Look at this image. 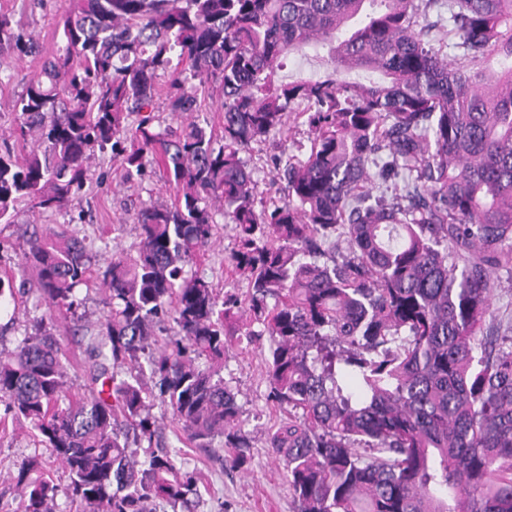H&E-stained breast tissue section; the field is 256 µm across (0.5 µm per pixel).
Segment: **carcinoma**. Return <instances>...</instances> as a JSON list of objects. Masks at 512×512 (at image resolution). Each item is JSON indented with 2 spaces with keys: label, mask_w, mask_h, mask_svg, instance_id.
<instances>
[{
  "label": "carcinoma",
  "mask_w": 512,
  "mask_h": 512,
  "mask_svg": "<svg viewBox=\"0 0 512 512\" xmlns=\"http://www.w3.org/2000/svg\"><path fill=\"white\" fill-rule=\"evenodd\" d=\"M58 27L14 104L37 146L20 162L0 150V222L21 204L67 208L109 148L123 184L149 156L176 199L137 210V250L96 277L85 240L48 225L26 240L51 318L79 319L93 285L104 311L78 397L51 324L0 351V425L34 431L68 476L21 467L18 512H52L60 492L76 512H194L199 480L162 449L149 403L192 447L219 438L244 464L236 394L200 360L263 336L268 397L288 410L268 447L296 512H512V325L495 323L491 284L512 276V0H73ZM307 46L325 51L324 75L285 80ZM5 51L38 45L0 13ZM207 82L221 134L154 127L157 97L198 112ZM295 102L309 152L259 207L242 154ZM214 202L235 224L243 298L185 271L215 237ZM19 294L0 277V311Z\"/></svg>",
  "instance_id": "cac0c4a2"
}]
</instances>
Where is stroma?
I'll use <instances>...</instances> for the list:
<instances>
[{
	"instance_id": "1",
	"label": "stroma",
	"mask_w": 512,
	"mask_h": 512,
	"mask_svg": "<svg viewBox=\"0 0 512 512\" xmlns=\"http://www.w3.org/2000/svg\"><path fill=\"white\" fill-rule=\"evenodd\" d=\"M71 0H0V13L9 14L15 24L31 34L42 48L41 54L16 60L13 54L0 55V133L15 124L13 104L30 78L39 72L43 56L60 41L58 22L71 8ZM311 134L308 126L288 123L284 133L273 135L245 153L244 159L256 182V198L268 202L278 194L275 156H288L308 148ZM174 200L173 190L155 174H147L138 186L121 183L118 158L112 153L98 155L91 165V175L71 206L47 215L45 224L66 229L86 240L93 261L102 265L112 255L134 252L138 229L134 212L142 205H166ZM216 241L190 265V273L211 282L220 292L245 291L244 283L235 280L225 261L235 246V229L223 213H216ZM26 217L13 224H0V276L10 275L18 288L33 285L32 275L21 272V253ZM84 329L57 320L53 333L70 362L68 381L72 392H83L87 382L89 336L102 314L101 296L89 292L85 299ZM267 341L251 346L230 347L224 361V381L237 392L242 407L241 419L252 436L248 461L241 469L225 467L221 446L204 450L183 446L176 428H166L170 447L180 450L185 466L197 470L201 478L202 499L196 512H295V504L285 471L271 455L266 444L268 430L285 413L267 400L265 380ZM38 459L45 473L57 483L66 478L48 449L33 441L25 431L0 432V507L15 512L18 492L11 479L22 463Z\"/></svg>"
}]
</instances>
